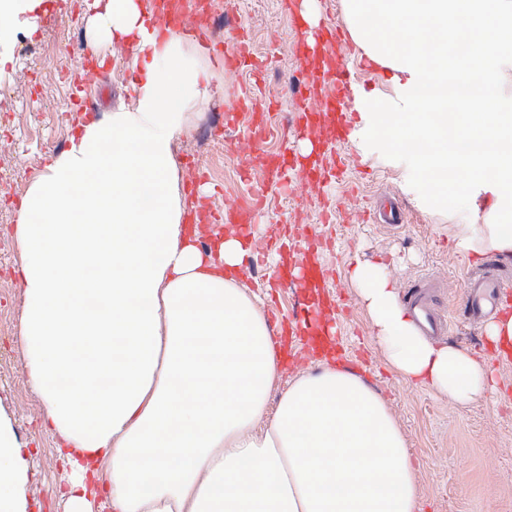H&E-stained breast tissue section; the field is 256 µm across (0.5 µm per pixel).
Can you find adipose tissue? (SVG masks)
Returning a JSON list of instances; mask_svg holds the SVG:
<instances>
[{"label":"adipose tissue","instance_id":"ef3b65f1","mask_svg":"<svg viewBox=\"0 0 512 512\" xmlns=\"http://www.w3.org/2000/svg\"><path fill=\"white\" fill-rule=\"evenodd\" d=\"M345 3L389 84L363 102L364 133L405 162L422 207L463 212L458 247L511 259L512 0ZM90 8L91 51L133 49L134 105L81 123L15 226L28 382L71 469L63 512H420L403 432L359 375L320 363L269 409L281 342L238 285L247 241L187 223L173 151L213 74L150 0ZM469 83L492 88L483 110ZM453 166L466 185L432 187ZM350 279L406 381L462 404L492 391L486 363L417 328L382 265L356 260ZM28 471L0 423V512H26Z\"/></svg>","mask_w":512,"mask_h":512}]
</instances>
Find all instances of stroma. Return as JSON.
Masks as SVG:
<instances>
[{
	"label": "stroma",
	"instance_id": "35a3bbf8",
	"mask_svg": "<svg viewBox=\"0 0 512 512\" xmlns=\"http://www.w3.org/2000/svg\"><path fill=\"white\" fill-rule=\"evenodd\" d=\"M88 2L37 0L32 11L18 17L11 37L0 41V241L7 243L0 250V421L12 427L29 458L28 512H62L59 488L66 474L57 440L42 426V402L28 383L21 336L23 291L15 274L22 259L14 233L16 207L47 160L64 153L81 122L109 121L114 111L133 104L129 48L114 43L98 52L108 76L98 88L96 107L75 109L85 90L74 74L85 61L72 54L71 45L87 41ZM209 2L228 23L243 24L257 65L240 67L229 77L214 56L205 58L213 72L212 96L189 110L187 128L174 146L189 203L216 213L223 210L225 198H249L261 187L265 200L252 227L254 241L271 240L285 225L305 230L302 242L307 246L327 239L317 257L330 271L325 293L339 339L334 364L354 370L385 399L415 462L421 512H512V358L497 359L483 327L470 325L462 315L463 279L476 259L457 248L454 216L424 211L404 166L376 146L355 141L333 147L336 123L328 118L315 137L314 156L328 170L345 162L342 180H329L312 192L304 171L296 169L293 194L264 181L257 156L239 157L235 143L246 135L254 114H265L275 127L292 118L295 102L286 90L296 87L309 68L295 48V0ZM218 107L238 114L239 120L223 129L219 146L210 148L200 133ZM202 175L208 191L199 195L191 186ZM384 199L398 203L403 224L360 221L365 208ZM358 256L384 262L398 294L424 279L436 282L452 321L443 343L467 348L487 361L495 392L461 405L390 371L347 276Z\"/></svg>",
	"mask_w": 512,
	"mask_h": 512
}]
</instances>
